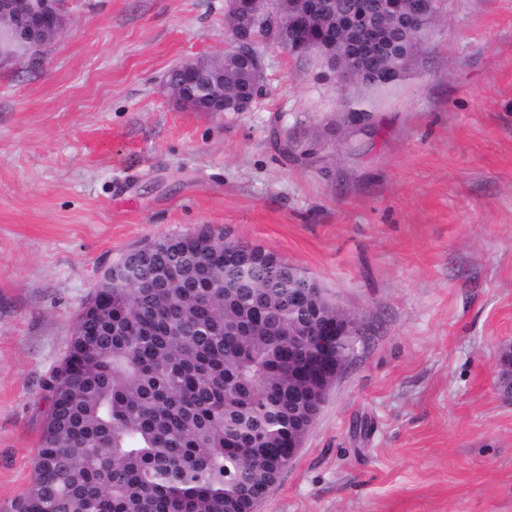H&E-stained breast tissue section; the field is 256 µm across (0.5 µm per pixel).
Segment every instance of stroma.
Wrapping results in <instances>:
<instances>
[{
  "label": "stroma",
  "instance_id": "stroma-1",
  "mask_svg": "<svg viewBox=\"0 0 512 512\" xmlns=\"http://www.w3.org/2000/svg\"><path fill=\"white\" fill-rule=\"evenodd\" d=\"M63 7V35L0 65V512L99 275L204 225L310 273L359 330L257 512H512V0H446L360 142L339 104L360 90L279 47L256 111L173 104L168 69L224 48V0Z\"/></svg>",
  "mask_w": 512,
  "mask_h": 512
}]
</instances>
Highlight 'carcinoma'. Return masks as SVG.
Here are the masks:
<instances>
[{"instance_id":"cac0c4a2","label":"carcinoma","mask_w":512,"mask_h":512,"mask_svg":"<svg viewBox=\"0 0 512 512\" xmlns=\"http://www.w3.org/2000/svg\"><path fill=\"white\" fill-rule=\"evenodd\" d=\"M417 8L411 29L398 13L379 19V65L358 74L367 94L407 80L445 0H402ZM258 54L272 42L316 58L331 47L336 65L357 62L356 47L327 21L288 22V0L270 13L225 14ZM255 59L224 47V99L197 90L194 111H238L256 92ZM374 126L369 100L343 102ZM141 275L124 286L93 289L79 311L64 356L43 385L44 427L34 479L15 512H253L288 466V439L311 382L299 372L316 349V329L301 320L310 299L281 282L308 274L249 244L223 242L205 228L129 250ZM247 281L225 292L224 271ZM252 333L228 336L227 321Z\"/></svg>"}]
</instances>
